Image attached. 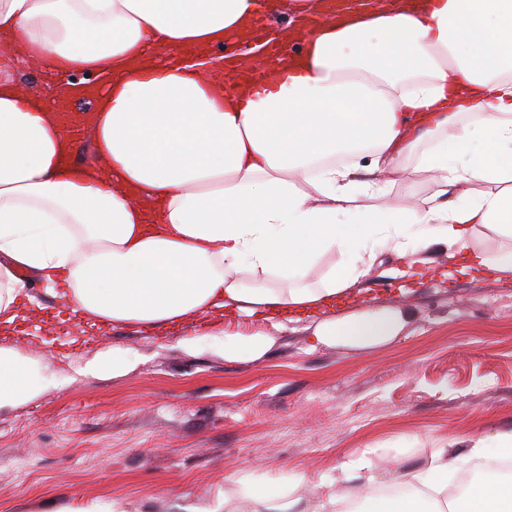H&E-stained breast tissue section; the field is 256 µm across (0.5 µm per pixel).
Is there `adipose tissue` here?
<instances>
[{"instance_id":"ef3b65f1","label":"adipose tissue","mask_w":512,"mask_h":512,"mask_svg":"<svg viewBox=\"0 0 512 512\" xmlns=\"http://www.w3.org/2000/svg\"><path fill=\"white\" fill-rule=\"evenodd\" d=\"M262 0H0V328L24 309L15 274H40L79 316L164 328L223 312L332 308L362 275L359 248L447 246L465 267L512 280V0H401L348 12L307 38V63L248 93L214 91L202 69H222L226 41L255 29ZM103 75L93 106L62 124L52 100L18 70ZM479 113L475 127L462 113ZM89 131L95 159L62 157L72 127ZM451 141H444L445 131ZM419 169L438 187L425 204L377 205L383 182ZM369 153L362 183L333 157ZM361 185L362 203L351 190ZM492 254L471 246L481 232ZM346 261L319 287L317 259ZM278 271L281 283L263 282ZM404 315L384 310L315 323L323 344L366 348L398 336ZM36 367L0 346V408L37 396ZM445 451L420 468L374 475L342 465L336 488L310 512H512V474L487 469L462 495L449 489ZM213 512H292L301 496L232 477ZM340 261V255L336 252L334 253H326L322 255L316 262L313 269L305 278V282L313 287L321 286L326 278L331 268L336 264V267Z\"/></svg>"}]
</instances>
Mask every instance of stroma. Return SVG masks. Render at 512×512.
I'll return each instance as SVG.
<instances>
[{
  "mask_svg": "<svg viewBox=\"0 0 512 512\" xmlns=\"http://www.w3.org/2000/svg\"><path fill=\"white\" fill-rule=\"evenodd\" d=\"M426 256L429 273L404 288L402 259L377 253L333 309L405 314L404 331L371 348L316 343L309 317L115 324L88 339L44 321L7 338L44 388L0 410V512H208L230 475L288 486L303 474L314 499L362 454L383 474L444 448L459 474L480 436L494 457L495 435L512 431V283L459 272L441 245ZM238 330L273 342L255 360L224 358L216 335ZM127 356L128 372L89 370Z\"/></svg>",
  "mask_w": 512,
  "mask_h": 512,
  "instance_id": "stroma-1",
  "label": "stroma"
}]
</instances>
